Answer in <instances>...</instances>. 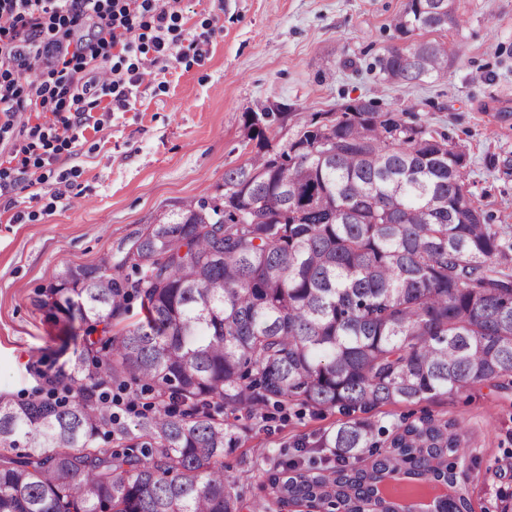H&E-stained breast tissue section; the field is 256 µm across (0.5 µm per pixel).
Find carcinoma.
<instances>
[{"mask_svg": "<svg viewBox=\"0 0 512 512\" xmlns=\"http://www.w3.org/2000/svg\"><path fill=\"white\" fill-rule=\"evenodd\" d=\"M454 0H408L386 78L438 80L460 46L414 39L460 25ZM273 112L247 124L256 155L224 192L150 224L117 261L60 272L38 305L86 325L55 375L64 401L0 395V512H242L224 449L237 422L299 399L345 419L320 435L333 462L265 474L297 512H397L378 483L406 470L456 487L464 439L385 406L475 385L512 389V225L474 206L466 155L446 133L358 101L280 147ZM140 300L143 318L113 332ZM117 389L151 408L127 421ZM25 448L12 456L10 451ZM439 512H474L455 491Z\"/></svg>", "mask_w": 512, "mask_h": 512, "instance_id": "cac0c4a2", "label": "carcinoma"}]
</instances>
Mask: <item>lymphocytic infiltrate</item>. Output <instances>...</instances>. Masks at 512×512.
Returning a JSON list of instances; mask_svg holds the SVG:
<instances>
[{
    "label": "lymphocytic infiltrate",
    "mask_w": 512,
    "mask_h": 512,
    "mask_svg": "<svg viewBox=\"0 0 512 512\" xmlns=\"http://www.w3.org/2000/svg\"><path fill=\"white\" fill-rule=\"evenodd\" d=\"M182 19L179 0H0V142L26 112L58 114L72 143L94 109L129 108L183 42Z\"/></svg>",
    "instance_id": "f902f5d3"
}]
</instances>
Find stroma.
I'll return each mask as SVG.
<instances>
[{"instance_id":"obj_1","label":"stroma","mask_w":512,"mask_h":512,"mask_svg":"<svg viewBox=\"0 0 512 512\" xmlns=\"http://www.w3.org/2000/svg\"><path fill=\"white\" fill-rule=\"evenodd\" d=\"M406 3L181 0L197 49L172 55L164 77L145 76L129 109L94 110L78 142L0 194V394L28 399L37 371L64 362V322L37 304L58 271L98 265L182 202L215 194L225 171L258 150L246 125L252 112H278L267 135L282 145L314 113L357 99L405 113L453 138L467 157L475 204L493 223L512 225V0H455L462 24L436 38L462 43V55L442 79L411 86L375 67L400 42L394 23ZM425 413L459 422L469 448L457 484L475 512H498L512 494V481L493 475L512 455V391L477 385L387 406L374 418L387 426ZM340 418L294 400L241 421L224 468L240 486L244 512H280L259 488L264 473L295 453L330 457L315 442Z\"/></svg>"}]
</instances>
